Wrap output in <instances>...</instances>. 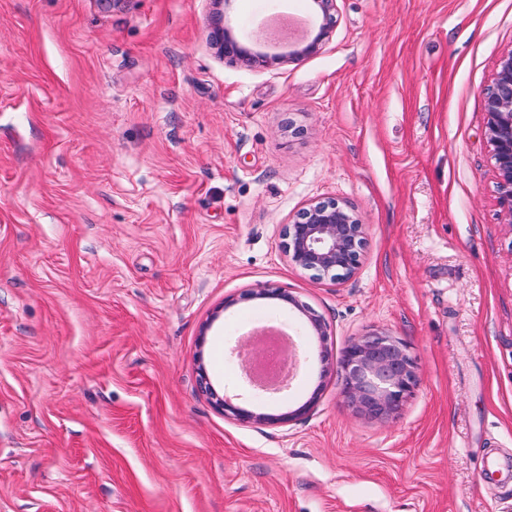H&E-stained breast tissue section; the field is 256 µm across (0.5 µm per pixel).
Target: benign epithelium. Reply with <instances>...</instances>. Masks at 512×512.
<instances>
[{"label":"benign epithelium","instance_id":"1","mask_svg":"<svg viewBox=\"0 0 512 512\" xmlns=\"http://www.w3.org/2000/svg\"><path fill=\"white\" fill-rule=\"evenodd\" d=\"M211 40L219 53L232 61L265 69L298 61L317 53L329 38L335 0H312L322 22L317 31L296 42L286 54L253 52L240 44L223 25L224 0H212ZM487 123L485 137L495 162L497 202L504 224L512 233V52L503 56L493 87L485 97ZM282 249L295 267L317 278L328 277L338 283L359 271L367 246L365 224L347 202L336 199L308 203L289 223L283 225ZM248 299H276L296 309L307 320L308 330L324 343L329 337L325 321L308 305L282 288L261 286L250 289ZM251 338L237 341L231 349L248 372L255 355L250 352ZM343 381L345 403L357 414L374 420L398 416L420 381V374L407 345L398 337L372 330L348 341L337 361ZM200 382L214 405L224 416L246 423L278 425L304 414L314 403L309 400L293 410L270 414L249 410L220 397L210 386L205 370Z\"/></svg>","mask_w":512,"mask_h":512}]
</instances>
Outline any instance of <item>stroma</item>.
Listing matches in <instances>:
<instances>
[{"label": "stroma", "instance_id": "35a3bbf8", "mask_svg": "<svg viewBox=\"0 0 512 512\" xmlns=\"http://www.w3.org/2000/svg\"><path fill=\"white\" fill-rule=\"evenodd\" d=\"M211 0H0V512H512V235L485 96L512 0H336L316 55L221 58ZM309 0H227L249 41ZM366 226L343 283L289 264L308 203ZM321 315L327 343L276 300ZM297 341L287 395L230 348ZM408 346L401 415H356L322 352ZM278 414L224 417L200 389ZM247 299H276L296 309L306 318L308 330L311 335L318 337L321 343H325L330 336L327 324L308 305L301 303L296 297L282 288L261 286L250 289L245 295ZM200 382L204 391L213 400L214 405L224 412V416L246 423L278 425L290 422L304 414L314 403L309 400L293 410L280 414H270L258 410H249L234 404L230 398L219 397L210 386L207 373H200Z\"/></svg>", "mask_w": 512, "mask_h": 512}]
</instances>
